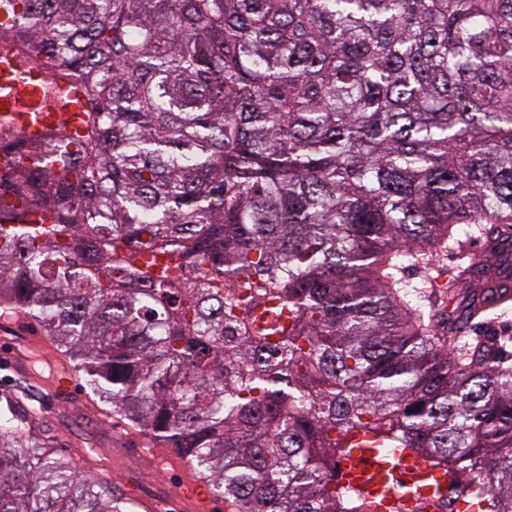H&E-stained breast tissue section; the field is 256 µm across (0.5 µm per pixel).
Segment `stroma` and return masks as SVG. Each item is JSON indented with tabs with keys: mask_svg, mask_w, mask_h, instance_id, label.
Masks as SVG:
<instances>
[{
	"mask_svg": "<svg viewBox=\"0 0 512 512\" xmlns=\"http://www.w3.org/2000/svg\"><path fill=\"white\" fill-rule=\"evenodd\" d=\"M32 319L18 317L14 326L0 328V350L11 351V361L0 359V403L11 401L21 415L41 410L52 418L46 431L59 455L88 474H106L116 496L132 497L135 512L146 506H163L164 512H198L194 503H171L174 489L194 478L191 467L182 466L177 453L164 449V464L154 466L142 451L144 435L128 421L112 415L73 376L68 387L58 384L70 362L52 346L43 355L29 348V337L40 335Z\"/></svg>",
	"mask_w": 512,
	"mask_h": 512,
	"instance_id": "obj_1",
	"label": "stroma"
}]
</instances>
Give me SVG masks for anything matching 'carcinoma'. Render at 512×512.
I'll list each match as a JSON object with an SVG mask.
<instances>
[{
	"label": "carcinoma",
	"instance_id": "carcinoma-1",
	"mask_svg": "<svg viewBox=\"0 0 512 512\" xmlns=\"http://www.w3.org/2000/svg\"><path fill=\"white\" fill-rule=\"evenodd\" d=\"M85 100L0 170V304L229 512L408 449L512 512V0H0ZM474 224L482 287L430 275ZM412 269L454 305H422ZM0 412V512H130ZM506 301H496L492 304L489 309L501 306ZM508 311L509 322L511 323L512 329V300L511 302L504 304L500 309H492L485 313L482 317L475 319L464 332L460 335L456 348H461L476 342V338L486 339L493 341L500 349L505 352L512 354V331L510 335H498L495 329L500 326H493L496 320L503 315V311Z\"/></svg>",
	"mask_w": 512,
	"mask_h": 512
}]
</instances>
